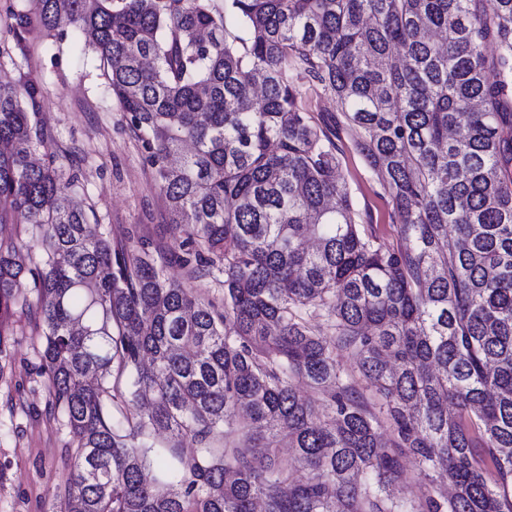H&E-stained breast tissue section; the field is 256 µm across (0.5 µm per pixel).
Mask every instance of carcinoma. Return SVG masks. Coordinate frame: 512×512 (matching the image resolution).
<instances>
[{
  "label": "carcinoma",
  "mask_w": 512,
  "mask_h": 512,
  "mask_svg": "<svg viewBox=\"0 0 512 512\" xmlns=\"http://www.w3.org/2000/svg\"><path fill=\"white\" fill-rule=\"evenodd\" d=\"M34 23L89 35L183 265L224 285L220 310L89 234L37 87L0 84V224L37 249L0 238V345L33 316L74 447L63 512H512V0H36L13 38ZM353 127L403 247L339 178ZM407 460L422 500L392 493ZM307 105L317 120L337 113L336 104L332 97L320 88L308 91Z\"/></svg>",
  "instance_id": "1"
}]
</instances>
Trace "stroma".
Returning a JSON list of instances; mask_svg holds the SVG:
<instances>
[{
	"instance_id": "1",
	"label": "stroma",
	"mask_w": 512,
	"mask_h": 512,
	"mask_svg": "<svg viewBox=\"0 0 512 512\" xmlns=\"http://www.w3.org/2000/svg\"><path fill=\"white\" fill-rule=\"evenodd\" d=\"M0 81L36 84L37 119L45 147L71 154L81 190L98 231L112 242L137 238L168 263L171 278L184 281L182 239L168 222L164 197L155 186L146 153L109 89L104 69L85 39L62 26L30 29L22 40L0 45ZM358 133H343L340 174L365 223L382 242L399 245L388 191L352 146ZM41 343L32 322L16 317L0 354V512H60L62 459L67 429L46 412Z\"/></svg>"
}]
</instances>
